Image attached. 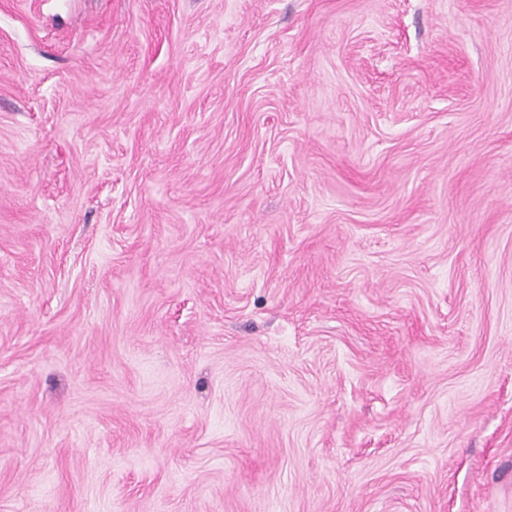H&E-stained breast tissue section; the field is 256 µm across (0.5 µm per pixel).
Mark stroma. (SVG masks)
Listing matches in <instances>:
<instances>
[{
    "mask_svg": "<svg viewBox=\"0 0 512 512\" xmlns=\"http://www.w3.org/2000/svg\"><path fill=\"white\" fill-rule=\"evenodd\" d=\"M0 512H512V0H0Z\"/></svg>",
    "mask_w": 512,
    "mask_h": 512,
    "instance_id": "1",
    "label": "stroma"
}]
</instances>
